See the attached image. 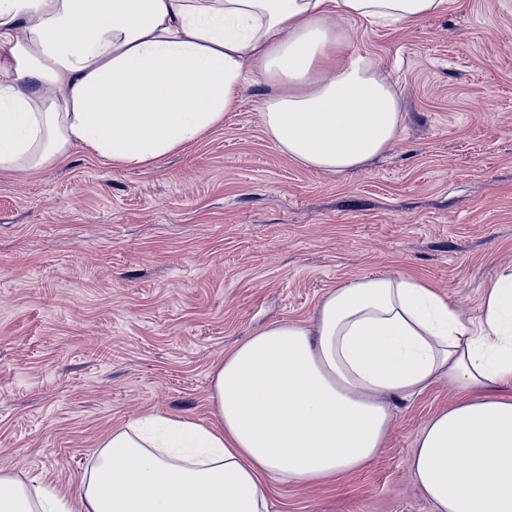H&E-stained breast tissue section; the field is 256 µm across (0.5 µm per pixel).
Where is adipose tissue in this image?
I'll return each mask as SVG.
<instances>
[{
  "mask_svg": "<svg viewBox=\"0 0 512 512\" xmlns=\"http://www.w3.org/2000/svg\"><path fill=\"white\" fill-rule=\"evenodd\" d=\"M448 0H0V171L76 146L118 168L184 149L253 77L263 122L301 165L339 174L399 138V96L348 50L341 16L400 28ZM461 391L407 465L435 512H512V268L463 318L401 273L330 291L311 323L256 330L212 374V419L151 413L100 445L79 494L0 472V512H270L267 481L315 485L369 464L390 399Z\"/></svg>",
  "mask_w": 512,
  "mask_h": 512,
  "instance_id": "ef3b65f1",
  "label": "adipose tissue"
}]
</instances>
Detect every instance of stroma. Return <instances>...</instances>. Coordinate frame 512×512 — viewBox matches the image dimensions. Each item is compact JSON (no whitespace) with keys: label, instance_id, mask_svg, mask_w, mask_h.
<instances>
[{"label":"stroma","instance_id":"35a3bbf8","mask_svg":"<svg viewBox=\"0 0 512 512\" xmlns=\"http://www.w3.org/2000/svg\"><path fill=\"white\" fill-rule=\"evenodd\" d=\"M406 116L365 168L300 165L257 84L181 152L115 168L81 148L0 172V470L77 493L102 438L150 413L210 419L215 366L256 329L311 320L363 276L418 277L465 317L512 264V0H448L401 29L339 19ZM445 384L396 403L360 471L269 483L271 512H433L407 470Z\"/></svg>","mask_w":512,"mask_h":512}]
</instances>
